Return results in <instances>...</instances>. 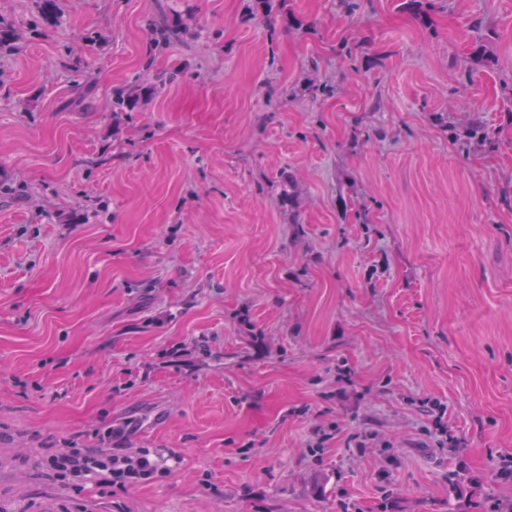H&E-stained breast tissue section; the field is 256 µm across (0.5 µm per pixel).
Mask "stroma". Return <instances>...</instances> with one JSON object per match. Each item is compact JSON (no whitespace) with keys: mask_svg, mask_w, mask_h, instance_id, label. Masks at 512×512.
Wrapping results in <instances>:
<instances>
[{"mask_svg":"<svg viewBox=\"0 0 512 512\" xmlns=\"http://www.w3.org/2000/svg\"><path fill=\"white\" fill-rule=\"evenodd\" d=\"M272 2L79 0L0 74V512L512 501V0ZM111 427L169 474L54 477ZM151 29L153 31V46L156 54H163L167 49L177 42H183L184 38L191 35L188 26L169 20L166 14L160 15L152 20ZM152 66L153 60L150 59L145 63V73L142 78L139 77L134 83L127 86H117L112 89L110 106L113 114L134 110L140 98L148 91V87L143 85V81L151 79L152 89L159 92L174 80V74L159 70L152 71Z\"/></svg>","mask_w":512,"mask_h":512,"instance_id":"35a3bbf8","label":"stroma"}]
</instances>
